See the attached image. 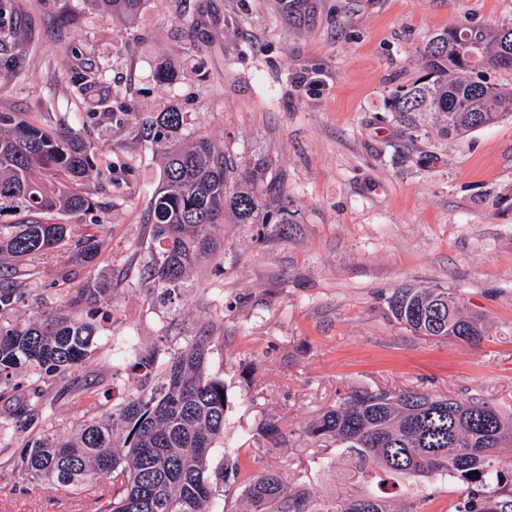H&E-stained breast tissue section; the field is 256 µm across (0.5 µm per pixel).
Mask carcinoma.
I'll return each mask as SVG.
<instances>
[{
    "mask_svg": "<svg viewBox=\"0 0 512 512\" xmlns=\"http://www.w3.org/2000/svg\"><path fill=\"white\" fill-rule=\"evenodd\" d=\"M145 0H91L118 19L137 15ZM425 74L387 96L388 109L411 129L425 122L450 135L490 126L512 113V90L486 80L512 56V28L456 26L434 33L421 52ZM160 156L159 180L150 198L151 234L141 280L156 299L175 305L198 264L217 246V231L230 216L238 224H288V208L270 186L272 160L239 162L223 145L199 136L177 144L183 113L174 108L143 121ZM79 131H51L42 124L0 113V258L14 273L0 276V400L3 422L37 420L57 386L78 398L74 436L32 433L0 447L3 466L27 483L54 482L92 490L91 512H215L224 483L237 466L209 468L211 450L224 438V380L209 372L211 341L196 336L177 349L125 344L100 350L99 324L110 318L101 304L110 288L89 280L50 317L19 321L12 315L26 299L28 266L71 243V261L90 263L102 252L99 209L87 181L111 179V166ZM54 216L76 224L52 221ZM90 302L88 309L83 302ZM388 309L400 326L433 338L477 343L484 320L470 314L446 288H396ZM140 372L125 396L104 409L106 377L80 385L71 372L94 356ZM307 433L354 456L362 470L376 468L402 479L435 475L468 487L453 512H512V465L500 453L512 444V416L485 398L459 401L427 391L364 389L320 412ZM246 512H394L384 496L350 495L314 500L293 490L274 471L246 480Z\"/></svg>",
    "mask_w": 512,
    "mask_h": 512,
    "instance_id": "cac0c4a2",
    "label": "carcinoma"
}]
</instances>
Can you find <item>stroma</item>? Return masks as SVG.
Instances as JSON below:
<instances>
[{
    "mask_svg": "<svg viewBox=\"0 0 512 512\" xmlns=\"http://www.w3.org/2000/svg\"><path fill=\"white\" fill-rule=\"evenodd\" d=\"M459 24L511 27L512 0H145L123 22L89 0H10L0 112L51 129L78 121L113 166L111 181L90 183L103 251L72 266L66 286L110 283L104 346L133 336L177 348L212 332L209 371L227 401L213 469L272 470L319 500L383 486L395 505L448 512L464 484L360 473L307 437L309 423L376 387L487 398L512 412V116L446 139L386 107L390 89L423 74L427 39ZM162 62L175 84L156 80ZM100 66L104 82L75 96ZM171 107L185 114L182 138L208 136L241 161L271 158L292 219L226 222L174 308L152 302L136 251L159 178L141 122ZM67 257L61 247L35 262L14 318L55 314ZM410 285L457 294L487 336L475 345L397 325L386 298ZM69 401L58 390L34 428L10 425L0 438L71 434ZM268 420L277 441L260 434ZM0 512H87V502L0 471Z\"/></svg>",
    "mask_w": 512,
    "mask_h": 512,
    "instance_id": "1",
    "label": "stroma"
}]
</instances>
